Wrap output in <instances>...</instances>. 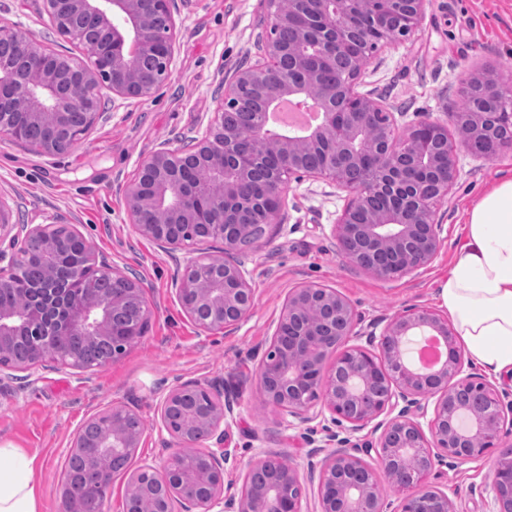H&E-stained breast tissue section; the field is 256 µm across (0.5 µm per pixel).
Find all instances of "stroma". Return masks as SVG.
Returning <instances> with one entry per match:
<instances>
[{"instance_id":"stroma-1","label":"stroma","mask_w":512,"mask_h":512,"mask_svg":"<svg viewBox=\"0 0 512 512\" xmlns=\"http://www.w3.org/2000/svg\"><path fill=\"white\" fill-rule=\"evenodd\" d=\"M174 19L172 74L151 97L123 101L103 92L95 124L63 156L0 140V202L10 223L75 225L111 263L142 280L152 312L146 335L105 368L79 372L37 365L0 390V443L32 458L41 512H62L72 438L90 415L110 405L132 407L143 422L130 467L143 459L164 464L168 435L159 429L157 404L190 380L222 379L236 402L226 446L237 463L226 467L225 487H240L245 464L263 451L319 467L322 457L308 455L303 427L286 425L264 404L256 376L288 294L305 284L335 289L366 324L388 322L411 306L443 312L438 288L467 242L465 211L496 178L512 175V148L491 160L475 156L462 147L452 124L471 73L489 69L501 79L512 74V0H426L420 28L375 50L355 89L391 112L398 130L425 117L448 126L459 173L437 208L443 242L432 262L390 279L351 263L333 235L345 192L321 178L293 180L279 217L258 243L237 255L254 291L252 312L238 325L203 330L185 315L174 280L184 258L201 251L223 254V241L187 242L165 251L132 227L123 188L154 151L204 135L223 83L260 60L271 33L265 0H176ZM0 25L26 30L69 59L87 60L78 45L58 34L43 0H0ZM493 462L488 455L455 468L435 467L426 485L447 492L451 512H489L476 489L489 482Z\"/></svg>"}]
</instances>
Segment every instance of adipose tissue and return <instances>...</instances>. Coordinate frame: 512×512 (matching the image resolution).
Here are the masks:
<instances>
[{
    "instance_id": "1",
    "label": "adipose tissue",
    "mask_w": 512,
    "mask_h": 512,
    "mask_svg": "<svg viewBox=\"0 0 512 512\" xmlns=\"http://www.w3.org/2000/svg\"><path fill=\"white\" fill-rule=\"evenodd\" d=\"M468 242L439 294L459 342L486 371L512 374V177L491 185L467 215ZM30 462L0 445V512H40Z\"/></svg>"
}]
</instances>
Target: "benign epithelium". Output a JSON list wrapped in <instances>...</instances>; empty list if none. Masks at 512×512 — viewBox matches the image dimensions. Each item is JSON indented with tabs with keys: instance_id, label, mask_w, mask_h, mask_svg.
I'll list each match as a JSON object with an SVG mask.
<instances>
[{
	"instance_id": "7a95c632",
	"label": "benign epithelium",
	"mask_w": 512,
	"mask_h": 512,
	"mask_svg": "<svg viewBox=\"0 0 512 512\" xmlns=\"http://www.w3.org/2000/svg\"><path fill=\"white\" fill-rule=\"evenodd\" d=\"M58 31L82 46L92 66L62 61L57 53L17 27L0 26V138L23 143L22 126L40 130L31 149L48 155L68 153L78 136L93 126L100 109L101 90L123 100L145 99L163 78L171 75L174 60L175 0H46ZM271 31L288 27L296 32L295 50L284 67L285 47L271 38L265 58L236 73L224 89L218 112L205 135L189 149L166 146L140 164L137 179L124 188L130 223L136 232L160 247L175 250L183 244L170 228L204 224L224 239V255L188 259L177 280L176 293L186 315L204 330L239 324L254 307V293L241 264L231 261L252 225L271 224L283 206L291 179L320 177L348 194L333 227L342 252L357 266L382 278L401 277L428 265L442 244L436 206L448 199L457 180L454 147L439 156L434 146L448 140V126L422 119L397 132L389 113L374 99L355 91L369 59V47L388 44L415 33L422 21L425 0H267ZM349 60L346 82L321 80L327 62ZM470 83L481 99L496 104L512 97V85L488 71H477ZM288 92L313 100L324 122L305 136H268L257 127L248 131L250 151L239 149L240 135L224 126V111L253 98L265 107L276 94ZM454 122L473 138L491 137L498 127L512 128V108L488 112L473 107L454 114ZM322 164L303 162L310 152ZM254 158L266 160L276 177L257 197L247 178ZM78 251L83 263L69 268L55 263L56 252ZM43 258L39 280L40 311L0 307V385L14 373L44 363H58L83 371L74 357L47 345L35 348L24 364L6 360L13 337L23 332L38 336L57 328L73 331L89 341L117 336L116 322L123 306L137 300L142 314L124 326L123 335L140 338L147 332L150 310L142 284L100 254L94 243L71 224H11L0 213V290L26 275L25 255ZM112 270V288L80 301L70 298L77 276ZM322 311L343 319L328 334L310 319ZM359 317L349 300L320 285L294 289L258 363V384L267 403L290 417L287 425H305L324 413L333 424H349L353 432L367 431L359 443L325 429L324 447L338 449L326 456L318 473L320 512H384V499L375 472L365 458L377 455L388 466L410 457L424 463L402 484L404 496L396 512H416L424 500L428 512H448V494L423 489L421 484L437 465L458 466L481 458L495 447L503 430L505 405L485 376L465 370L464 356L448 319L434 310L409 307L393 316L381 331L357 329ZM435 333L447 340V358L435 369L423 370L411 361L406 345L412 336ZM357 343H351V340ZM343 346L331 369L329 354ZM201 385L188 381L161 399L162 429L175 442L163 470L143 460L128 475L139 485L163 474L153 485L168 504L181 512H302L294 495L304 475L297 466L276 472L263 486L251 483L252 474L273 460L261 452L245 465L237 491L224 489V469L236 461L224 441L235 404L215 381L205 388L211 406L189 417L176 432L166 425L167 413L185 391ZM135 411L116 404L89 417L77 430L67 455L79 452L86 429L112 417V430L101 435L99 453L133 456L141 434H128L121 419ZM210 442L202 451L208 481L181 468L182 446L195 434ZM315 445L314 434L306 437ZM484 491L491 495L493 512L512 509V448L501 451Z\"/></svg>"
}]
</instances>
